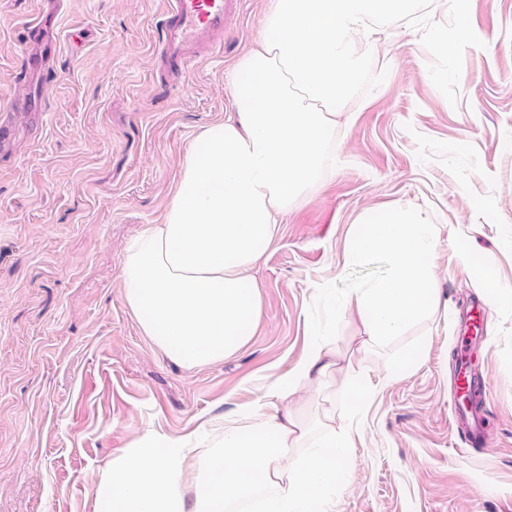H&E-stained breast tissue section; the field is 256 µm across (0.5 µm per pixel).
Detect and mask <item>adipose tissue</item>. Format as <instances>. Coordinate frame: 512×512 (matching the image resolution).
I'll use <instances>...</instances> for the list:
<instances>
[{
    "instance_id": "ef3b65f1",
    "label": "adipose tissue",
    "mask_w": 512,
    "mask_h": 512,
    "mask_svg": "<svg viewBox=\"0 0 512 512\" xmlns=\"http://www.w3.org/2000/svg\"><path fill=\"white\" fill-rule=\"evenodd\" d=\"M414 0H271L263 35L228 75L237 110L205 127L187 153L162 223L146 224L121 263L123 301L143 335L174 364H218L244 348L263 314L252 274L276 244L281 218L333 171L328 154L346 105L365 81L367 45L400 28ZM443 227L423 211L362 220L345 262L383 254L388 274L344 297L369 355L435 316L432 258ZM363 396L334 342L269 381L233 417L189 434L140 435L100 470L104 512H323L352 449L336 429L335 398ZM317 397L308 415L298 395Z\"/></svg>"
}]
</instances>
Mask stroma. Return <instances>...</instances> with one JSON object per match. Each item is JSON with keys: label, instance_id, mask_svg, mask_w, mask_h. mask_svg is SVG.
Here are the masks:
<instances>
[{"label": "stroma", "instance_id": "stroma-1", "mask_svg": "<svg viewBox=\"0 0 512 512\" xmlns=\"http://www.w3.org/2000/svg\"><path fill=\"white\" fill-rule=\"evenodd\" d=\"M269 4L242 0L221 45L169 81L155 55L165 0H62L50 93L24 112L22 47L45 7L0 0V121L13 129L0 147V512H100L105 462L145 430L185 435L199 415L256 402L302 359L313 322L365 389L356 415L336 400L354 448L331 512H512V309L480 282L490 268L512 285V0H419L418 24L374 42L335 174L253 270L263 316L246 347L181 368L123 302L125 249L161 223L203 128L235 111L226 76ZM400 205L445 227L433 268L448 308L365 357L331 301L387 273L383 255L343 254L360 217ZM477 300L487 451L452 424L462 312ZM417 345L418 366L389 379Z\"/></svg>", "mask_w": 512, "mask_h": 512}]
</instances>
